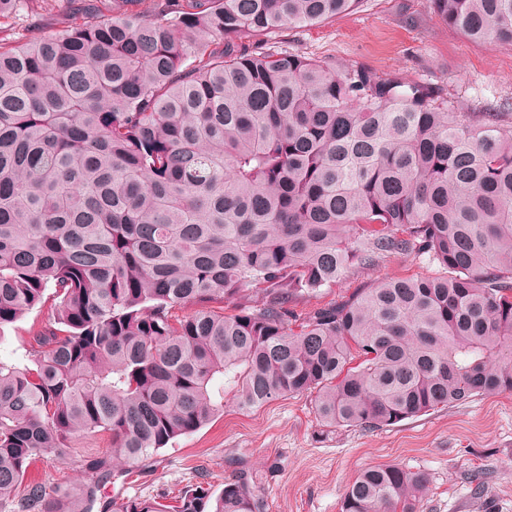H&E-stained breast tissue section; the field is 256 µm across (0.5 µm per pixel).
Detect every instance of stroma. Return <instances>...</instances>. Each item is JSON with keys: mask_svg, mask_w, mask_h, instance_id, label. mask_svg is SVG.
I'll use <instances>...</instances> for the list:
<instances>
[{"mask_svg": "<svg viewBox=\"0 0 512 512\" xmlns=\"http://www.w3.org/2000/svg\"><path fill=\"white\" fill-rule=\"evenodd\" d=\"M66 0H24L0 39L22 44L61 29ZM271 50L359 66L382 76L442 90L462 112L512 113V45L489 46L443 24L429 0H363L320 24L267 35ZM424 258H393L373 269L351 268L333 288L298 300L305 314L387 276L428 275ZM52 317L37 307L0 328V359L26 362L31 336ZM394 464L426 473L420 512H512V393L479 395L375 430L328 427L309 394L286 396L247 412L225 406L196 432L174 439L140 472L115 474L105 498L176 502L203 474L212 495L242 469L259 474L266 512H340L346 487L367 467ZM482 472L474 496L468 476Z\"/></svg>", "mask_w": 512, "mask_h": 512, "instance_id": "35a3bbf8", "label": "stroma"}]
</instances>
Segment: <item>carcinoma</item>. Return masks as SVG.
<instances>
[{
    "instance_id": "obj_1",
    "label": "carcinoma",
    "mask_w": 512,
    "mask_h": 512,
    "mask_svg": "<svg viewBox=\"0 0 512 512\" xmlns=\"http://www.w3.org/2000/svg\"><path fill=\"white\" fill-rule=\"evenodd\" d=\"M67 2L65 29L0 44V327L54 310L29 362L0 360V512H93L115 468L132 474L229 403L313 393L327 426L380 428L512 393V124L240 42L360 0ZM430 4L470 40L512 45V0ZM411 256L438 273L294 309L351 265ZM91 433L112 460L74 457ZM37 455L82 480L22 487ZM428 483L371 466L341 512H419ZM178 499L265 512L244 473Z\"/></svg>"
}]
</instances>
